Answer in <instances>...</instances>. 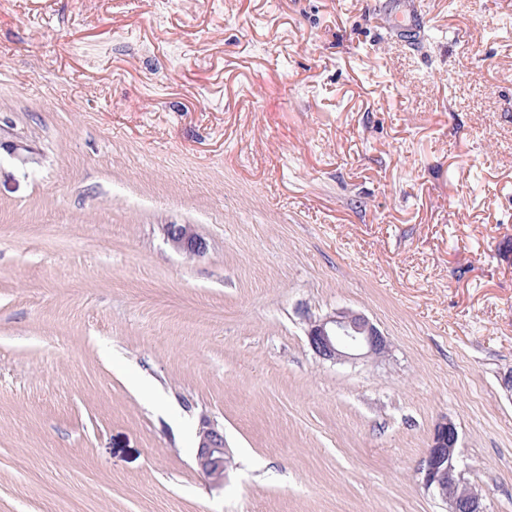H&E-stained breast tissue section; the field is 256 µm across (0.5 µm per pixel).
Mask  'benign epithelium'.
<instances>
[{
    "label": "benign epithelium",
    "mask_w": 512,
    "mask_h": 512,
    "mask_svg": "<svg viewBox=\"0 0 512 512\" xmlns=\"http://www.w3.org/2000/svg\"><path fill=\"white\" fill-rule=\"evenodd\" d=\"M172 247L189 256L204 253L205 244L189 225L168 228ZM307 338L319 358L333 363L361 358H381L389 352L388 338L364 314L349 308L309 320ZM458 432L450 420L438 423L433 431L423 466L422 484L447 505L448 512H486L482 498L465 480L456 454ZM232 455L226 448L224 430L204 422L199 430L195 464L214 486L224 485Z\"/></svg>",
    "instance_id": "1"
}]
</instances>
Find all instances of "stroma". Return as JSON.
Listing matches in <instances>:
<instances>
[{
    "mask_svg": "<svg viewBox=\"0 0 512 512\" xmlns=\"http://www.w3.org/2000/svg\"><path fill=\"white\" fill-rule=\"evenodd\" d=\"M386 3L0 0V512H512V0ZM168 240L176 251L189 256H199L205 250L204 242L190 225L170 226ZM307 338L315 355L333 363L381 358L390 346L388 338L366 315L349 308L310 318ZM458 432L450 420L439 422L433 431L423 466L422 484L447 505L448 512H486L482 498L465 480L456 454ZM231 459L232 455L224 441V430L214 423L203 422L195 454L198 470L212 485L223 486Z\"/></svg>",
    "mask_w": 512,
    "mask_h": 512,
    "instance_id": "1",
    "label": "stroma"
}]
</instances>
